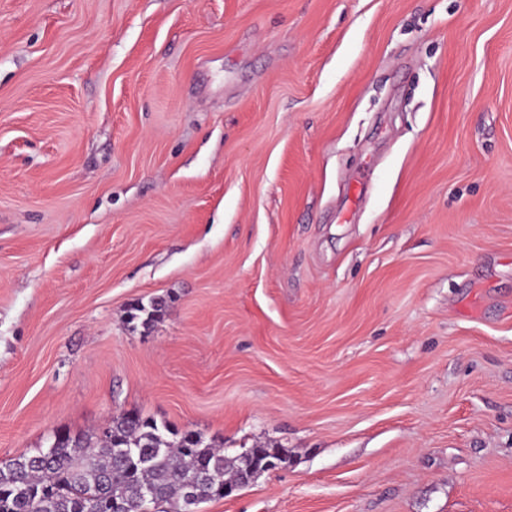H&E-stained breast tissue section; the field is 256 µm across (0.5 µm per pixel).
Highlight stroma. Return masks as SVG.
<instances>
[{"mask_svg": "<svg viewBox=\"0 0 512 512\" xmlns=\"http://www.w3.org/2000/svg\"><path fill=\"white\" fill-rule=\"evenodd\" d=\"M134 412L512 512V0H0V462ZM166 308L167 303L161 298L151 300L148 306L138 303L128 311V321L130 323L140 322L143 327H148L165 313Z\"/></svg>", "mask_w": 512, "mask_h": 512, "instance_id": "stroma-1", "label": "stroma"}]
</instances>
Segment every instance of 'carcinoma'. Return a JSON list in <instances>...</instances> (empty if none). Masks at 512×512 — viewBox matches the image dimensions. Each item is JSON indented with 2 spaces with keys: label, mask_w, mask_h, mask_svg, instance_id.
Here are the masks:
<instances>
[{
  "label": "carcinoma",
  "mask_w": 512,
  "mask_h": 512,
  "mask_svg": "<svg viewBox=\"0 0 512 512\" xmlns=\"http://www.w3.org/2000/svg\"><path fill=\"white\" fill-rule=\"evenodd\" d=\"M153 299L130 308L131 323L149 326L166 311ZM167 428L138 414L112 419L94 435L60 434L51 445L0 464V512H130L148 490L155 512H186L187 485L195 483L199 505L224 496V483L244 479L246 467L266 471L264 457L251 448L236 457L194 433L176 443Z\"/></svg>",
  "instance_id": "carcinoma-1"
}]
</instances>
